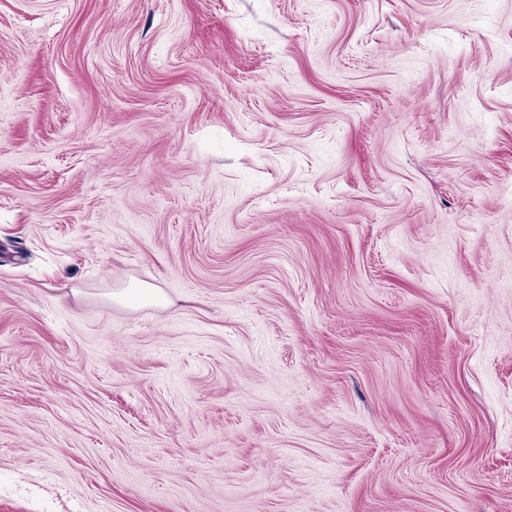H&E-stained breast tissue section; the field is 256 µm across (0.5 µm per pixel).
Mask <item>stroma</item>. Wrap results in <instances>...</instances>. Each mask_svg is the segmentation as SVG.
<instances>
[{
	"label": "stroma",
	"instance_id": "35a3bbf8",
	"mask_svg": "<svg viewBox=\"0 0 512 512\" xmlns=\"http://www.w3.org/2000/svg\"><path fill=\"white\" fill-rule=\"evenodd\" d=\"M0 512H512V0H0Z\"/></svg>",
	"mask_w": 512,
	"mask_h": 512
}]
</instances>
